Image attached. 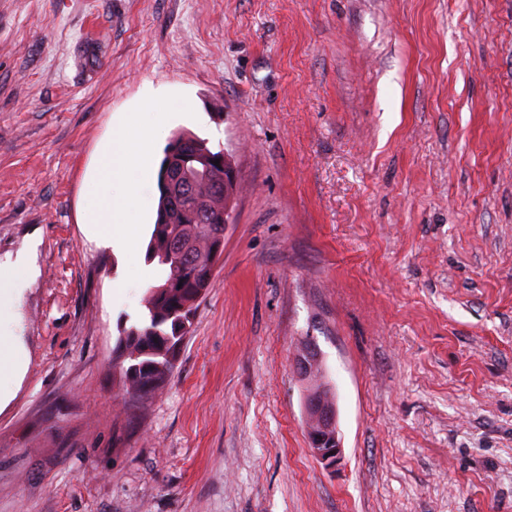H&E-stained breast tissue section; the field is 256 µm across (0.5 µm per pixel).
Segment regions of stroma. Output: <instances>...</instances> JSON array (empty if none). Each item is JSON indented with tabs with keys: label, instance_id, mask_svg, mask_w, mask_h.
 I'll list each match as a JSON object with an SVG mask.
<instances>
[{
	"label": "stroma",
	"instance_id": "1",
	"mask_svg": "<svg viewBox=\"0 0 512 512\" xmlns=\"http://www.w3.org/2000/svg\"><path fill=\"white\" fill-rule=\"evenodd\" d=\"M148 88L170 118L146 200L182 132L236 190L179 358L132 407L119 338L164 272L85 215ZM26 253L0 512H512V0H0V279ZM306 428L309 445L315 457L330 468L342 458L343 445L338 428L337 408L332 397L306 404Z\"/></svg>",
	"mask_w": 512,
	"mask_h": 512
}]
</instances>
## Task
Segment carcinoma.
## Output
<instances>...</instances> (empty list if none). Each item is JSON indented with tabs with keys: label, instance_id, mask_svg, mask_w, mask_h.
I'll use <instances>...</instances> for the list:
<instances>
[{
	"label": "carcinoma",
	"instance_id": "1",
	"mask_svg": "<svg viewBox=\"0 0 512 512\" xmlns=\"http://www.w3.org/2000/svg\"><path fill=\"white\" fill-rule=\"evenodd\" d=\"M183 172L169 195L157 175L156 220L146 259L164 267L166 275L145 296L149 320L124 331L119 340V368L125 392L133 401L161 389L175 366L180 342L189 333L196 302L209 288L215 266L210 244L224 237V152L212 151L205 140L179 134ZM219 165H214L215 160Z\"/></svg>",
	"mask_w": 512,
	"mask_h": 512
}]
</instances>
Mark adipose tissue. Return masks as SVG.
I'll return each mask as SVG.
<instances>
[{
    "mask_svg": "<svg viewBox=\"0 0 512 512\" xmlns=\"http://www.w3.org/2000/svg\"><path fill=\"white\" fill-rule=\"evenodd\" d=\"M168 114L146 98L142 112L122 123L102 154L97 200L99 207L88 221L92 236L107 248L129 254L139 240L141 225L128 221L129 213L142 206L133 172L140 170ZM12 274L0 282V407L12 398V387L27 367V353L19 333L18 301L36 268L31 257L12 262Z\"/></svg>",
    "mask_w": 512,
    "mask_h": 512,
    "instance_id": "1",
    "label": "adipose tissue"
}]
</instances>
